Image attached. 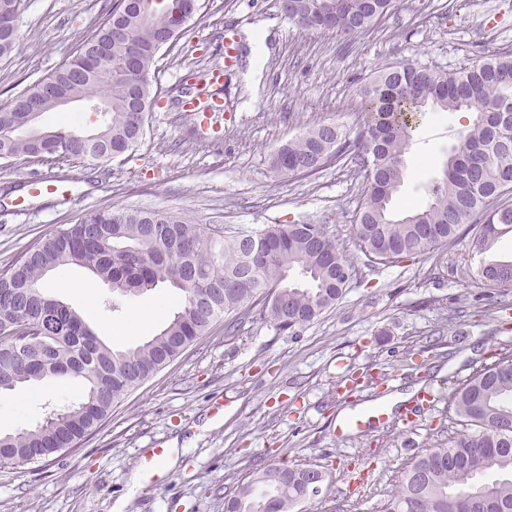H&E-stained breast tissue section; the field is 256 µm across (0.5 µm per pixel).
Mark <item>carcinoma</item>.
<instances>
[{
    "instance_id": "cac0c4a2",
    "label": "carcinoma",
    "mask_w": 512,
    "mask_h": 512,
    "mask_svg": "<svg viewBox=\"0 0 512 512\" xmlns=\"http://www.w3.org/2000/svg\"><path fill=\"white\" fill-rule=\"evenodd\" d=\"M113 0L97 34L58 69L20 91L0 112V159L26 155L56 163L108 160L132 149L144 130L140 102H151L149 79L159 52L176 41L198 12V0ZM290 21L336 14L331 28L355 35L369 30L392 0H281ZM110 98L91 146L67 127L37 136L31 109L56 110L55 97ZM367 119L355 141L334 123L309 129L280 145L272 165L310 176L350 149L361 153L369 182L354 234L370 263L399 262L450 242L476 215L483 224L471 247L483 256L512 229V52L493 54L455 71L418 62L379 70L362 90ZM428 112H471L448 151L442 178L424 207L395 218L390 209L401 185L404 155ZM87 269L121 299L167 283L179 305L164 327L126 350L109 347L89 323L41 286L51 271ZM355 271L322 224H274L244 243L219 226H205L166 210H105L36 241L0 273V392L51 378L84 385L78 401L43 422L0 434V467L35 463L77 448L112 407L172 362L219 318L226 328L254 308L282 331L307 325L333 308ZM477 278L512 291V260H480ZM468 426L418 456L402 472L382 512H512V351L498 354L448 397ZM296 469L269 465L236 486L226 512H292L303 485Z\"/></svg>"
}]
</instances>
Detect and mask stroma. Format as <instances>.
<instances>
[{
  "label": "stroma",
  "instance_id": "35a3bbf8",
  "mask_svg": "<svg viewBox=\"0 0 512 512\" xmlns=\"http://www.w3.org/2000/svg\"><path fill=\"white\" fill-rule=\"evenodd\" d=\"M176 42L162 49L158 96L144 135L103 163L44 164L0 159V271L37 240L103 209H162L229 231L270 224H324L355 272L335 309L313 323L278 330L251 314L233 333L223 322L114 405L79 447L36 463L0 468V512H225V496L270 464L326 471L318 496L299 512H381L402 472L458 426L448 396L487 362L512 350V308L475 277L473 236L401 263L374 264L353 235L365 171L357 160L308 176L274 171L281 144L322 123L356 136L366 115L362 88L403 61L447 70L512 51V0H393L381 23L348 37L297 27L279 0H199ZM106 19L105 0H23L17 48L0 59V111L19 91L57 69ZM238 37V63L224 66V33ZM224 68L223 117L200 129L179 103L189 74ZM460 125L431 113L413 134L404 179L393 197L425 204ZM63 196L35 194V183ZM73 266L47 275L45 292L78 311L113 348L160 331L178 297L161 285L110 310L104 282ZM143 316L127 329L132 311ZM22 415H0V433L42 422L77 400L76 382L54 379ZM412 392L387 421L336 438L340 419L384 395ZM175 449L169 478L138 477L144 449Z\"/></svg>",
  "mask_w": 512,
  "mask_h": 512
}]
</instances>
